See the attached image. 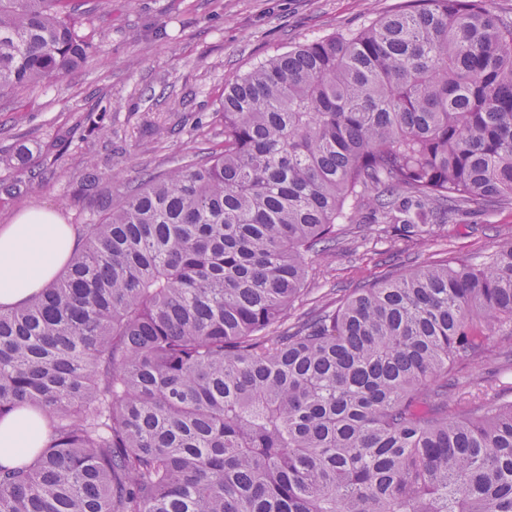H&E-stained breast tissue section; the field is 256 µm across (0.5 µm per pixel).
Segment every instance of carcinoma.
<instances>
[{
    "label": "carcinoma",
    "mask_w": 512,
    "mask_h": 512,
    "mask_svg": "<svg viewBox=\"0 0 512 512\" xmlns=\"http://www.w3.org/2000/svg\"><path fill=\"white\" fill-rule=\"evenodd\" d=\"M76 12L0 0V96L104 52ZM510 203L512 19L489 0H408L259 62L224 87V149L126 190L0 310V419L47 427L0 465V512H512V401L448 415L457 366L512 343V239L287 323L364 209L422 236Z\"/></svg>",
    "instance_id": "cac0c4a2"
}]
</instances>
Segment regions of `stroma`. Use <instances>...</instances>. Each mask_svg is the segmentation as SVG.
Listing matches in <instances>:
<instances>
[{"label": "stroma", "instance_id": "stroma-1", "mask_svg": "<svg viewBox=\"0 0 512 512\" xmlns=\"http://www.w3.org/2000/svg\"><path fill=\"white\" fill-rule=\"evenodd\" d=\"M401 0H81L105 51L51 87L0 97V182L42 174L31 192L0 194V225L46 208L80 229L111 194L224 146V87L295 44L352 31ZM98 166L102 179L86 174ZM512 239V206L488 205L396 237L367 215L309 271L297 316L318 300L442 259L475 260Z\"/></svg>", "mask_w": 512, "mask_h": 512}]
</instances>
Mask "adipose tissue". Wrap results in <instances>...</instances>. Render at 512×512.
Returning <instances> with one entry per match:
<instances>
[{"label": "adipose tissue", "instance_id": "adipose-tissue-1", "mask_svg": "<svg viewBox=\"0 0 512 512\" xmlns=\"http://www.w3.org/2000/svg\"><path fill=\"white\" fill-rule=\"evenodd\" d=\"M77 248L70 225L57 213L29 209L0 227V308L26 303L50 285ZM44 419L21 410L0 421V465L16 466L41 447Z\"/></svg>", "mask_w": 512, "mask_h": 512}]
</instances>
